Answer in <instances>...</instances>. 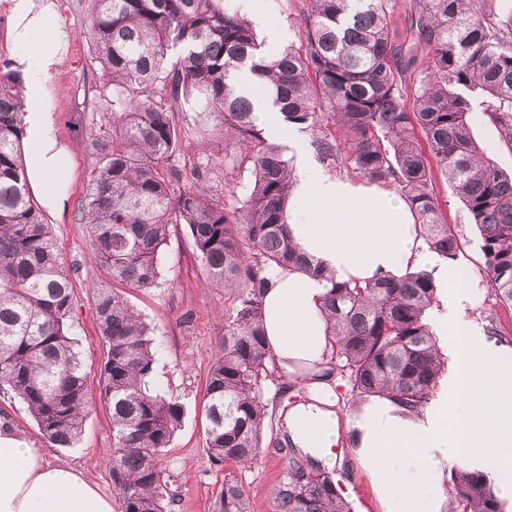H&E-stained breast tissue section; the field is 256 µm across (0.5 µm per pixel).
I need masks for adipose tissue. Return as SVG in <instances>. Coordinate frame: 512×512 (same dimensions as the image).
I'll return each instance as SVG.
<instances>
[{
    "label": "adipose tissue",
    "instance_id": "obj_1",
    "mask_svg": "<svg viewBox=\"0 0 512 512\" xmlns=\"http://www.w3.org/2000/svg\"><path fill=\"white\" fill-rule=\"evenodd\" d=\"M11 19L12 67L20 72L29 108L22 152L28 185L55 215L67 206L69 161L47 100L71 34L56 0H0ZM299 250L336 280L402 277L413 267L442 284L430 323L447 369L437 391L415 409L384 397L340 415L343 382L330 372L328 327L322 313L327 281L274 268L263 297L264 327L274 362L294 384L281 436L298 454L335 468L349 448L372 488L379 512H446L450 469L487 474L512 512V346L491 338L468 317L477 283L466 268L429 251L410 205L377 183L339 176L300 147L286 205ZM0 512H113L112 503L67 466L44 464L10 428L0 429Z\"/></svg>",
    "mask_w": 512,
    "mask_h": 512
}]
</instances>
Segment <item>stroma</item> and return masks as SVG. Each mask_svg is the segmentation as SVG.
Returning <instances> with one entry per match:
<instances>
[{"label": "stroma", "instance_id": "35a3bbf8", "mask_svg": "<svg viewBox=\"0 0 512 512\" xmlns=\"http://www.w3.org/2000/svg\"><path fill=\"white\" fill-rule=\"evenodd\" d=\"M59 21L72 34L50 95L58 137L69 153L70 182L68 207L63 215L45 214L61 257L72 273V334L81 351L90 378H98L104 356L92 300V290L109 279L94 259L83 224L77 216L92 172L87 133L99 123L97 107L102 85L101 69L94 59V47L86 35L88 0H60ZM263 26L259 39L268 32L282 34L284 43L301 45L307 0H264ZM472 131L478 144L506 174L512 175V145L504 141L498 126L484 114L473 117ZM435 193L442 212L456 234L459 264L467 267L479 282L476 302L469 315L484 327H496L512 345V307L503 306L491 292L483 271L479 235L468 211L444 177H436ZM160 278L155 287L127 289L126 295L145 321L155 328L158 354L151 385L176 397L184 406L180 428L160 462L176 502L173 512H220L219 497L225 479L246 488L251 512H272L273 492L285 471L286 455L274 452L280 436L276 430L283 397L277 387L265 394L268 416L263 431V453L252 466L215 464L205 448L206 386L214 356L224 338V319L236 308L237 292L214 286L203 271L184 226L172 228L159 257ZM92 405L78 443L72 448L52 447L40 434L26 406L10 394L0 392V424L8 425L29 447L40 449L44 463L73 467L100 493L111 500L119 494L112 471L104 458L114 446L112 418L91 386Z\"/></svg>", "mask_w": 512, "mask_h": 512}]
</instances>
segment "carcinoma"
<instances>
[{"instance_id": "1", "label": "carcinoma", "mask_w": 512, "mask_h": 512, "mask_svg": "<svg viewBox=\"0 0 512 512\" xmlns=\"http://www.w3.org/2000/svg\"><path fill=\"white\" fill-rule=\"evenodd\" d=\"M308 2L305 43L268 57L252 22L228 0H88L107 120L89 131L94 167L80 221L114 283L154 287L170 228L182 224L211 282L237 289L206 388V450L217 464L252 465L261 457L264 387L279 379L265 345L268 272L300 266L321 274L290 238L283 208L292 166L256 122L251 96L235 84L238 71L247 67L263 81L285 124L314 132L322 162L395 187L416 210L429 250L454 260L459 244L434 191L439 169L479 232L494 295L512 306V177L474 139L469 98L484 95V111L512 143V20L491 25L483 0H415L408 36L398 42L389 0ZM413 45L426 50L428 64L409 106L403 73L416 65ZM185 106L213 117L199 138H224L226 166L250 163L254 180L244 199L223 196L207 160L183 172L176 113ZM24 110L21 80L0 61V390L27 406L51 445L70 448L90 404L89 378L72 336L70 270L23 171ZM436 292L424 270L400 280L333 283L323 308L329 364L356 397L384 396L406 407L429 399L445 370L426 322ZM93 294L105 342L99 396L115 439L106 464L121 512H172L175 495L158 465L183 406L150 387L154 332L123 292L97 287ZM449 482V512H505L484 474L454 469ZM220 508L250 512L248 492L224 481ZM273 512L352 506L329 472L292 454Z\"/></svg>"}]
</instances>
